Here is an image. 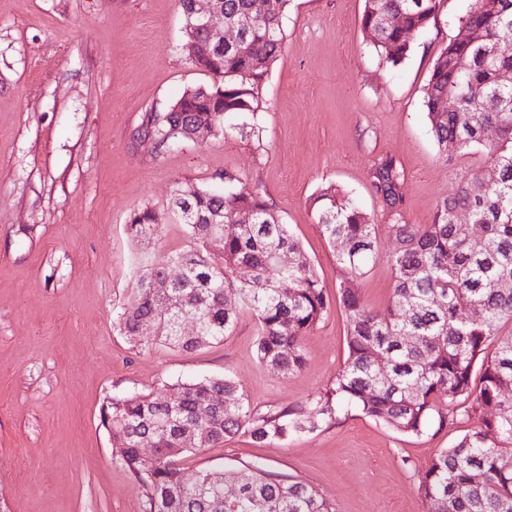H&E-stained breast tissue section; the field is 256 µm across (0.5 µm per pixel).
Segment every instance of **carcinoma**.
I'll list each match as a JSON object with an SVG mask.
<instances>
[{"mask_svg":"<svg viewBox=\"0 0 512 512\" xmlns=\"http://www.w3.org/2000/svg\"><path fill=\"white\" fill-rule=\"evenodd\" d=\"M290 0H224V23L239 28L235 43L217 45L196 26L191 0H179L184 37L199 42L191 65L210 76L164 112L146 111L136 136H151L159 152L191 140V125L224 131L230 116L259 110L270 65L284 41ZM444 0H365L362 29L377 55L396 66L410 52L409 35L436 21ZM468 37H454L441 51L425 88L424 106L438 148L480 149L485 166L464 177L437 205L430 224L391 225L398 246L387 256L394 275L389 305L372 308L356 282L377 260L370 216L335 186L310 202L320 232L343 250L346 271L336 301L325 294L310 260L262 194L224 174V192L174 183L166 210L145 207L130 216L134 239L159 232L161 221L184 224L192 242L185 252L162 255L138 268L136 297L117 312L135 340L142 319L167 302L203 326L201 336H180L169 322L154 340L192 352L220 343L240 310L259 323L258 360L293 374L305 363L304 337L339 307L346 323L347 358L333 395L364 415L403 434L421 435L467 418L473 424L450 448L440 449L419 483L426 512H512V87L498 80L512 70V0H473L460 18ZM404 176L391 161L374 174L377 193L402 198ZM467 211L482 232L468 236L454 223ZM241 215L251 217L242 226ZM224 228L223 251L212 253V231ZM288 254V266L280 255ZM188 265V278L161 297L148 284L171 263ZM247 267L250 278L236 270ZM288 292H283V289ZM483 310L480 319L470 311ZM387 369L378 371V362ZM226 407L206 425L198 409L211 401ZM101 421L123 464L146 488L144 512H334L310 485L270 474L260 466L212 478L202 470L184 480L179 460L186 430L209 448L243 432L258 444H275L315 428L302 408L261 413L227 377L177 383L163 395L133 392L111 398ZM148 436L155 452L145 458L137 443Z\"/></svg>","mask_w":512,"mask_h":512,"instance_id":"carcinoma-1","label":"carcinoma"}]
</instances>
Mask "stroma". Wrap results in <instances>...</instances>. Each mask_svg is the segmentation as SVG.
<instances>
[{"label": "stroma", "instance_id": "obj_1", "mask_svg": "<svg viewBox=\"0 0 512 512\" xmlns=\"http://www.w3.org/2000/svg\"><path fill=\"white\" fill-rule=\"evenodd\" d=\"M471 3L445 0L394 67L364 38V0H292L260 110L159 154L134 138L142 113L207 81L184 48L177 0H0V512H142L146 491L100 421L109 397L225 376L261 412L326 399L347 356L335 306L305 336L293 375L259 362L245 310L222 343L194 352L129 342L116 313L137 293V267L189 239L173 221L139 240L126 225L137 209L165 208L175 181L220 190L232 173L259 188L332 296L342 245L322 236L309 208L332 184L376 226L379 257L357 286L386 307L391 225L431 223L484 162L439 151L424 107L433 66ZM385 160L405 174L394 204L373 187ZM469 426L409 436L336 408L284 443L241 433L180 467L190 479L260 464L311 485L334 512H425L423 472Z\"/></svg>", "mask_w": 512, "mask_h": 512}]
</instances>
